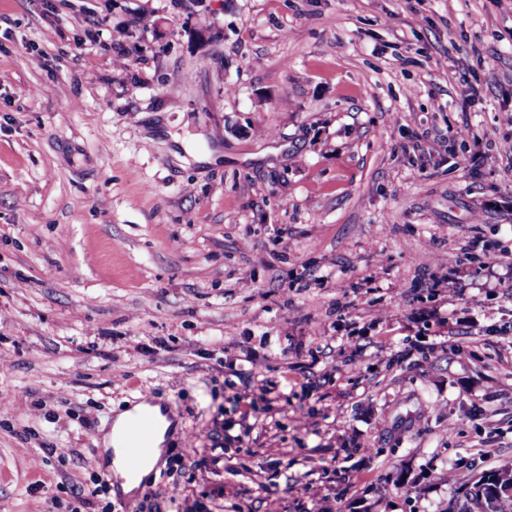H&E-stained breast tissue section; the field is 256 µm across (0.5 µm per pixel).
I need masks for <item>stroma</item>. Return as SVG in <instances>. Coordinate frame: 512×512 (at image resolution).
Wrapping results in <instances>:
<instances>
[{"instance_id":"stroma-1","label":"stroma","mask_w":512,"mask_h":512,"mask_svg":"<svg viewBox=\"0 0 512 512\" xmlns=\"http://www.w3.org/2000/svg\"><path fill=\"white\" fill-rule=\"evenodd\" d=\"M0 351V512H455L512 468V0H0ZM144 409H150L155 420L154 428L146 438L149 448L136 444L127 448V450L134 465H137L149 456L150 448L151 454L139 470L131 472L125 460V448L129 438L128 427L133 419L142 413ZM153 417L149 413H143L139 416V420L133 422H136L141 431H143L146 426L152 423ZM171 425L172 421L168 418L167 411L163 412L160 405L151 404L147 401L137 403L114 419L110 431L104 436L103 442L106 448L113 447L112 472L114 473L117 487L123 494H134L139 489L143 480L152 472L162 455L163 445Z\"/></svg>"}]
</instances>
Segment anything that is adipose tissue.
Segmentation results:
<instances>
[{
    "mask_svg": "<svg viewBox=\"0 0 512 512\" xmlns=\"http://www.w3.org/2000/svg\"><path fill=\"white\" fill-rule=\"evenodd\" d=\"M147 408L151 409L155 420V425L146 439L151 454L141 468L133 472L128 469L125 460V448L129 438L128 427L133 419ZM171 425V420L167 413L163 412L160 405L155 404L151 406L144 401L137 403L131 409L123 411L115 418L103 442L105 446L111 447L113 450L111 460L112 471L117 486L123 494L130 495L135 493L143 480L152 472L162 455L163 445Z\"/></svg>",
    "mask_w": 512,
    "mask_h": 512,
    "instance_id": "adipose-tissue-1",
    "label": "adipose tissue"
}]
</instances>
